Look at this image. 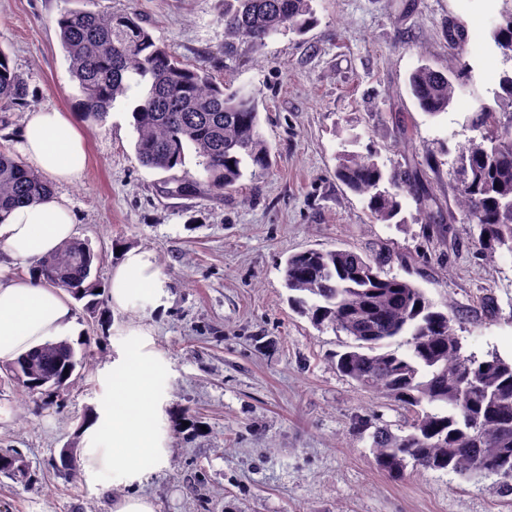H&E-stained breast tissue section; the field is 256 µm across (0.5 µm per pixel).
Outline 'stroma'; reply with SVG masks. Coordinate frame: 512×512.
I'll use <instances>...</instances> for the list:
<instances>
[{
  "instance_id": "1",
  "label": "stroma",
  "mask_w": 512,
  "mask_h": 512,
  "mask_svg": "<svg viewBox=\"0 0 512 512\" xmlns=\"http://www.w3.org/2000/svg\"><path fill=\"white\" fill-rule=\"evenodd\" d=\"M131 8L153 37L191 64L212 66L234 86L259 92L261 129L277 164L238 192L175 193L174 177L204 173L193 152L174 173L137 160V92L117 99L102 124L84 125L88 162L80 181L54 185L75 215L76 236L104 252L151 251L168 281L165 308L135 302L111 313L108 329L75 303L76 329L95 358L73 378L64 408L21 400L0 386V448L22 452L32 484L0 482V512H111L116 494H146L159 512H512V491L442 471L395 479L375 464L369 438L352 430L364 415L392 428L407 416L392 401L341 376L333 363L350 342L288 306L282 268L304 249L387 256L385 274L412 281L449 315L467 352L512 360V255L479 254L461 223L452 156L442 147L478 138L473 112L495 106L502 56L491 37L467 52L446 112H421L410 72L448 62L450 22L475 31L501 0H313L317 25L224 53L218 0H0V50L28 87L27 102L0 125V148L18 153L19 129L35 108L73 111L80 96L56 20L83 5ZM387 167L420 171L442 223L371 222L364 203L334 177L352 136ZM129 354L158 364L163 416L155 423L167 462L131 484L118 473L70 485L52 460L60 448L108 445L91 416L112 409V364ZM197 422L189 431L184 420Z\"/></svg>"
}]
</instances>
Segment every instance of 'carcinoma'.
Returning a JSON list of instances; mask_svg holds the SVG:
<instances>
[{
	"instance_id": "carcinoma-1",
	"label": "carcinoma",
	"mask_w": 512,
	"mask_h": 512,
	"mask_svg": "<svg viewBox=\"0 0 512 512\" xmlns=\"http://www.w3.org/2000/svg\"><path fill=\"white\" fill-rule=\"evenodd\" d=\"M224 50L247 42L255 48L285 31L305 33L317 23L312 0H222ZM500 22L492 29L496 46L512 61V0H503ZM58 37L80 91L78 106L87 120L105 121L108 108L138 87L140 103L132 112L139 162L170 171L192 150L217 192H232L240 181L266 178L271 148L260 125L254 91L218 79L203 64L181 61L158 42L129 9L66 10L57 19ZM458 43L448 65L417 66L408 84L418 109L430 116L446 111L464 71L469 34L456 27ZM27 85L0 51V112L20 106ZM497 107H482L472 117L481 142L455 148L456 206L464 223L476 226L487 260L500 250L512 254V72L503 73ZM336 178L362 198L370 216L386 224L406 223L402 199L418 202V215L433 219V196L418 191L413 171L385 173L377 151H346ZM52 194L45 176L0 150V220L17 204ZM99 255L84 240L64 242L36 261L43 281L100 311L106 286L92 275ZM285 287L297 313L326 324L352 339L336 355V370L360 387L381 394L412 413L394 432L357 416L354 429L369 432L377 465L394 477L408 466L444 470L463 479L486 468L497 488L512 489V361L496 354L479 359L463 350L453 319L435 308L413 282L389 277L380 261L350 249H308L285 260ZM396 344L404 351L390 349ZM90 354L77 353L67 340L50 341L0 366L19 371L15 386L28 397L61 405L71 375L86 369ZM25 462L16 448L0 449V476L13 479ZM58 477L81 481L80 449L62 448L54 463Z\"/></svg>"
}]
</instances>
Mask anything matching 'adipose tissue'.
<instances>
[{"instance_id":"1","label":"adipose tissue","mask_w":512,"mask_h":512,"mask_svg":"<svg viewBox=\"0 0 512 512\" xmlns=\"http://www.w3.org/2000/svg\"><path fill=\"white\" fill-rule=\"evenodd\" d=\"M83 115L38 109L27 113L20 133L21 149L29 164L57 183L82 175L87 163ZM76 234L75 219L66 197L51 195L14 207L0 220V260L34 263ZM167 286L147 250L123 251L109 280V301L124 308L142 299L160 301ZM75 330L74 305L65 291L40 281L35 274H0V361H10L53 337ZM157 367L147 360L124 357L112 365V413L98 418L93 428L108 431L112 445L86 449L88 481L103 472L119 470L127 481L141 480L146 463L159 460L153 424L160 414L155 380Z\"/></svg>"}]
</instances>
